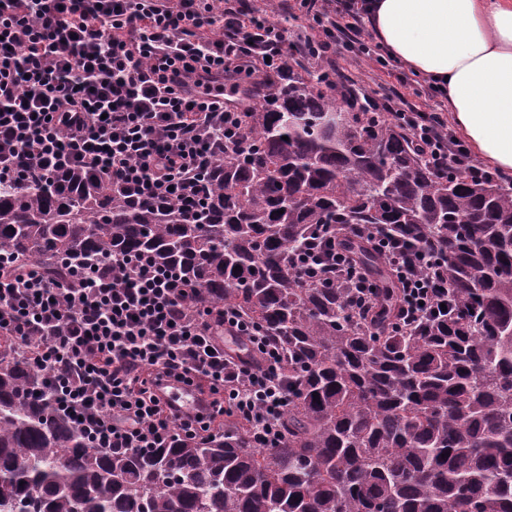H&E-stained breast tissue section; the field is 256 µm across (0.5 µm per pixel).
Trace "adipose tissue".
I'll use <instances>...</instances> for the list:
<instances>
[{"label": "adipose tissue", "mask_w": 512, "mask_h": 512, "mask_svg": "<svg viewBox=\"0 0 512 512\" xmlns=\"http://www.w3.org/2000/svg\"><path fill=\"white\" fill-rule=\"evenodd\" d=\"M375 40L445 92L458 133L512 170V0H368Z\"/></svg>", "instance_id": "1"}]
</instances>
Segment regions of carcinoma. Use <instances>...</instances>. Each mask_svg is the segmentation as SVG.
Here are the masks:
<instances>
[{
	"instance_id": "carcinoma-1",
	"label": "carcinoma",
	"mask_w": 512,
	"mask_h": 512,
	"mask_svg": "<svg viewBox=\"0 0 512 512\" xmlns=\"http://www.w3.org/2000/svg\"><path fill=\"white\" fill-rule=\"evenodd\" d=\"M237 98L242 143L202 201L135 204L85 170L0 180V259H50L66 283L68 262L148 254L201 307L236 308L282 357L280 445L229 422L99 448L0 335V512H512V179L438 172L386 113L343 108L322 64ZM323 224L379 284L369 311L344 280L298 276ZM370 226L443 260L446 310L401 323Z\"/></svg>"
}]
</instances>
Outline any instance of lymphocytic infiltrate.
<instances>
[{"mask_svg": "<svg viewBox=\"0 0 512 512\" xmlns=\"http://www.w3.org/2000/svg\"><path fill=\"white\" fill-rule=\"evenodd\" d=\"M297 2L316 30L313 60L372 55L363 0ZM295 45L277 7L248 11L242 0L219 9L211 0H0V178L29 183L87 168L136 199L195 202L202 173L242 136L228 87L287 67ZM342 94L389 113L437 170L491 177L444 113L362 86ZM380 243L405 295L403 320L433 310L448 288L434 256L401 237ZM296 268L303 278L349 277L365 309L378 290L329 236L309 244ZM74 277L66 286L42 265L17 272L0 263V335L16 337L48 373L59 407L99 447L159 448L177 433L207 435L224 415L249 425L257 447L277 445L288 405L281 356L234 308L188 310L180 275L145 255ZM228 334L247 341L251 359L225 351ZM169 381L205 388L208 402L193 413L175 408L159 394Z\"/></svg>", "mask_w": 512, "mask_h": 512, "instance_id": "1", "label": "lymphocytic infiltrate"}]
</instances>
